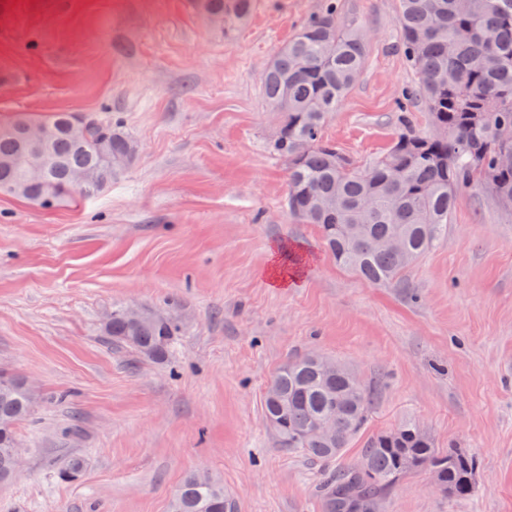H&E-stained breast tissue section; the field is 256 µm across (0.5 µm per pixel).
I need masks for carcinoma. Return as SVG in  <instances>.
<instances>
[{
  "instance_id": "1",
  "label": "carcinoma",
  "mask_w": 512,
  "mask_h": 512,
  "mask_svg": "<svg viewBox=\"0 0 512 512\" xmlns=\"http://www.w3.org/2000/svg\"><path fill=\"white\" fill-rule=\"evenodd\" d=\"M209 23L230 28L245 22L257 0H193ZM397 43L416 75L409 95L421 98L430 124H442L441 140L416 131L400 115L399 133L384 154L360 162L326 139L323 130L364 68L363 34L348 15L345 0H325L296 34L272 57L262 76L263 96L278 107V127L270 152L288 165L287 209L316 225L337 263L374 284L395 285L410 266L445 233L459 189L479 181L495 199L512 201V140L498 136L512 128V0H399ZM35 116L15 112L0 121V192L25 180L18 162L24 127ZM70 112H55L58 128L50 143L55 163L46 169L49 190L32 186L24 196L45 208L79 192L94 196L134 159L135 142L117 117L87 120L72 130ZM76 172L92 174L87 188L72 184ZM339 201L328 210L322 202ZM396 239L400 250L380 243ZM112 340L138 354L162 361L178 325L167 316L134 323L115 307L105 325ZM308 353L289 358L272 376L264 413L286 448L331 462L362 430L372 405L370 385L353 370ZM0 479L13 474L11 448L15 424L31 414L34 397L17 376H0ZM336 415V434L315 430L319 420ZM476 459L460 448H436L419 425L405 420L372 436L358 464L330 473L321 486L324 512H379L388 491L408 474L439 475L452 499L476 492ZM224 486L206 473H190L172 499L170 512H228Z\"/></svg>"
}]
</instances>
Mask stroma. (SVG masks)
<instances>
[{
	"mask_svg": "<svg viewBox=\"0 0 512 512\" xmlns=\"http://www.w3.org/2000/svg\"><path fill=\"white\" fill-rule=\"evenodd\" d=\"M0 13V117L120 116L133 161L97 195L45 209L0 193V375L27 381L23 450L0 512H169L183 477L219 478L233 512H322L324 466L277 447L263 411L279 365L307 351L375 385L367 439L415 419L478 463L455 500L410 474L380 512H512V211L480 184L401 284H369L285 207L288 169L261 89L322 0H258L228 33L192 0H10ZM361 77L324 135L367 161L429 130L396 43L398 0H346ZM178 322L164 361L115 346L116 305ZM85 462L71 482L70 458Z\"/></svg>",
	"mask_w": 512,
	"mask_h": 512,
	"instance_id": "1",
	"label": "stroma"
}]
</instances>
